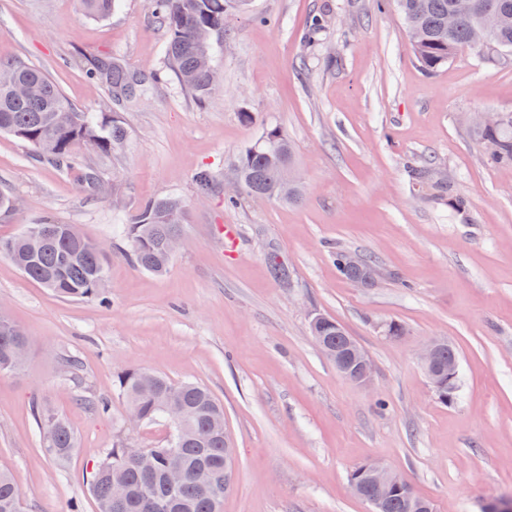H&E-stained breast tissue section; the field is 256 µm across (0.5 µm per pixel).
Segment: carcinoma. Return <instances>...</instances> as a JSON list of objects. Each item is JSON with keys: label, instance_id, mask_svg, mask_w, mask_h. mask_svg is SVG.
<instances>
[{"label": "carcinoma", "instance_id": "obj_1", "mask_svg": "<svg viewBox=\"0 0 512 512\" xmlns=\"http://www.w3.org/2000/svg\"><path fill=\"white\" fill-rule=\"evenodd\" d=\"M410 34L409 47L419 66L433 72L468 48L484 60L506 64L512 59V0H392ZM90 17L104 19L112 13L115 0H80ZM252 0H150L159 28L168 36L165 69L194 101L210 100L220 88V74L204 64L213 57L215 45L224 39V24L236 15H247ZM488 10L501 15L498 27L489 34L487 45L473 42L474 30ZM327 16L314 17L307 32L311 45L320 40ZM87 75L106 88L110 112H83L69 103L59 86L40 68L21 59L0 58V133L10 134L31 146L36 155L72 176L90 199L102 193L100 172L81 160V151L91 149L105 157L120 153L128 138L124 114L143 102L157 81V74L136 73L112 56L88 62ZM473 134L482 146V160L495 168L512 169V112L501 113L492 127H476ZM240 189L224 193V204L236 206L241 195L277 199L274 190L284 172L296 165L294 149L277 127L270 128L233 161ZM413 180L439 197L457 214L468 211L470 202L458 194L452 181L435 176L431 162H406ZM197 192L210 195L213 176L202 170L195 177ZM181 199L169 195L143 201L122 225L126 241L122 253L138 270L155 275L167 272L172 257L166 243L183 223ZM35 223L48 229L37 242L24 235L1 240L0 256L9 258L29 280L69 300L106 299L107 249L83 237L72 224H57L43 215ZM345 331L336 320L324 318L319 335L331 346ZM25 336L16 324H0V376L17 372L11 368L10 348L14 339ZM119 394L130 412L148 423L165 417L171 406L194 410L180 441L186 466L181 484L171 489L163 472L168 449H152L154 470L146 474L135 453L122 439L116 440L106 458L95 469L90 491L98 512H221L231 481L224 478V407L206 387L176 384L142 368H126L117 374ZM40 448L59 461L76 448V437L67 422L42 406L36 408ZM199 467L215 472L214 483L202 484L195 476ZM0 512H21V491L12 475L0 471ZM383 512H414L406 492L393 493Z\"/></svg>", "mask_w": 512, "mask_h": 512}]
</instances>
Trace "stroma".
<instances>
[{
    "mask_svg": "<svg viewBox=\"0 0 512 512\" xmlns=\"http://www.w3.org/2000/svg\"><path fill=\"white\" fill-rule=\"evenodd\" d=\"M315 13L329 17L316 52L304 42ZM165 42L149 0H120L104 20L78 0H0V58L41 68L79 109H108L89 60L110 55L161 75L125 116L119 161L83 155L117 196L85 199L72 177L0 134V188L22 204L0 216V239L48 214L109 256L105 305L60 298L0 257V309L29 337L23 370L0 379V469L18 484L23 512H70L76 501L97 512L91 472L116 439L166 444L167 423L128 420L115 375L129 367L200 383L223 403L236 450L223 512H369L348 482L369 461L391 466L436 512H482L512 498V170L482 163L468 122L475 112H512V65L463 52L428 75L394 7L254 0L251 14L232 18L217 55L222 90L199 104L165 73ZM274 126L293 145L301 202L225 206L234 158ZM410 158L453 178L471 202L468 217L413 183ZM203 169L217 187L200 199ZM169 194L186 203L182 244L156 276L121 255L117 231L140 201ZM339 248L377 257L376 287L339 274ZM271 251L289 283L274 278ZM318 314L366 351L371 386L321 352L310 332ZM393 322L401 335H388ZM435 339L459 355L449 404L419 361ZM91 399L107 400L108 415ZM37 403L74 430L68 460L42 453Z\"/></svg>",
    "mask_w": 512,
    "mask_h": 512,
    "instance_id": "stroma-1",
    "label": "stroma"
}]
</instances>
